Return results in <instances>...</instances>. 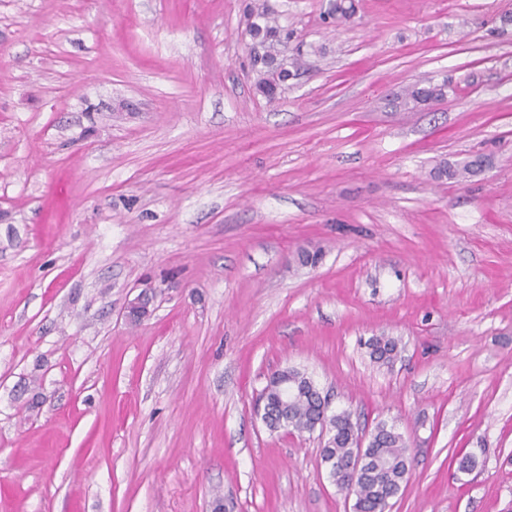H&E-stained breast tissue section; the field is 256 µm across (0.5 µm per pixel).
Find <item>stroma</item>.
I'll list each match as a JSON object with an SVG mask.
<instances>
[{"instance_id": "obj_1", "label": "stroma", "mask_w": 512, "mask_h": 512, "mask_svg": "<svg viewBox=\"0 0 512 512\" xmlns=\"http://www.w3.org/2000/svg\"><path fill=\"white\" fill-rule=\"evenodd\" d=\"M248 2L0 0V512H353L284 368L403 435L390 512H512V0H264L271 101ZM357 12L355 0H330L327 10V18L336 26L346 23L354 18ZM249 16L252 18L250 33L253 40L250 60L257 75L256 89L269 100H273L279 85L295 74L290 70L281 69L280 64L272 55L264 53V51L260 54L255 47L287 40L288 33H284V30L277 25L263 4L253 6ZM454 92L453 86L444 79L440 83L428 82L427 85L415 84L405 89L404 100L406 104H412L414 107L426 105L429 102L444 98L448 92ZM369 345L371 359L381 365L391 364L398 352V340L391 336H380Z\"/></svg>"}]
</instances>
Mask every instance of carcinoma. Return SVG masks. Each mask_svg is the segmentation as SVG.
<instances>
[{
  "label": "carcinoma",
  "instance_id": "cac0c4a2",
  "mask_svg": "<svg viewBox=\"0 0 512 512\" xmlns=\"http://www.w3.org/2000/svg\"><path fill=\"white\" fill-rule=\"evenodd\" d=\"M357 12L356 0H329L327 18L340 25L354 18ZM252 18L250 33L253 45H271L288 39V34L277 25L263 5L250 9ZM251 64L257 75L256 89L270 100L275 99L278 87L293 76L291 71L281 69L277 60L268 53L251 49ZM454 91L448 80L426 85L415 84L405 89L404 100L415 107L447 96ZM475 162L469 161L458 167L444 163L437 168V175L457 179L475 172ZM371 359L382 365L393 362L398 352V340L381 336L370 343ZM261 397L264 399L269 427L273 430L286 429L290 432L311 433L315 424L325 420L327 439L322 449V460L332 482L340 489L351 491L350 480L343 465L350 458L364 453L368 469L357 482L354 512H388L391 500L409 480L411 455L406 441L394 427L378 424L370 434L366 448L357 447L358 427L351 414L342 411L323 415L320 391L314 381L295 369L277 370L269 376Z\"/></svg>",
  "mask_w": 512,
  "mask_h": 512
}]
</instances>
